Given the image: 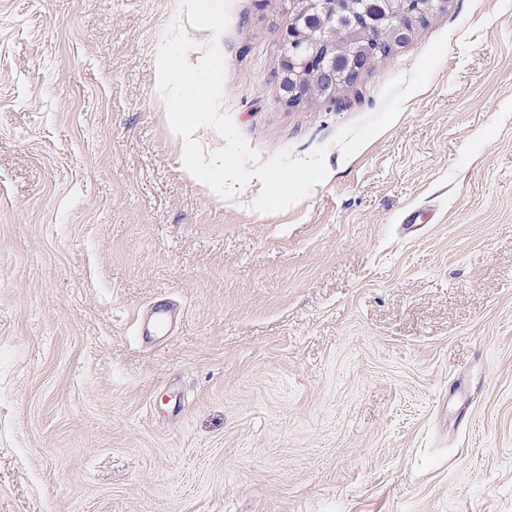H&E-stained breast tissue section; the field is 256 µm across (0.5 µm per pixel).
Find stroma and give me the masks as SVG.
Wrapping results in <instances>:
<instances>
[{
  "instance_id": "35a3bbf8",
  "label": "stroma",
  "mask_w": 512,
  "mask_h": 512,
  "mask_svg": "<svg viewBox=\"0 0 512 512\" xmlns=\"http://www.w3.org/2000/svg\"><path fill=\"white\" fill-rule=\"evenodd\" d=\"M228 12L259 161L326 150L281 212L182 172L178 0H0V512H512V0L296 108L288 0ZM172 315H176V307L167 303L164 308L156 305L147 313L141 323V334L144 337L168 333L171 329Z\"/></svg>"
}]
</instances>
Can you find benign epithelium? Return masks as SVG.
I'll return each mask as SVG.
<instances>
[{"label": "benign epithelium", "mask_w": 512, "mask_h": 512, "mask_svg": "<svg viewBox=\"0 0 512 512\" xmlns=\"http://www.w3.org/2000/svg\"><path fill=\"white\" fill-rule=\"evenodd\" d=\"M322 4L318 16L323 36L336 42V53L329 59L305 57L299 52L301 40L306 36L305 27L291 26L282 37L288 52L281 58L280 88L286 100L291 101L304 91L326 92L350 81L370 60L363 48L352 49L353 39L346 35V41L336 39L335 15L339 0H319ZM387 10L383 16L374 19V27L383 31L394 50H399L412 38L420 17L447 8L448 0H423L424 8L414 14L404 7L405 0H384Z\"/></svg>", "instance_id": "7a95c632"}]
</instances>
